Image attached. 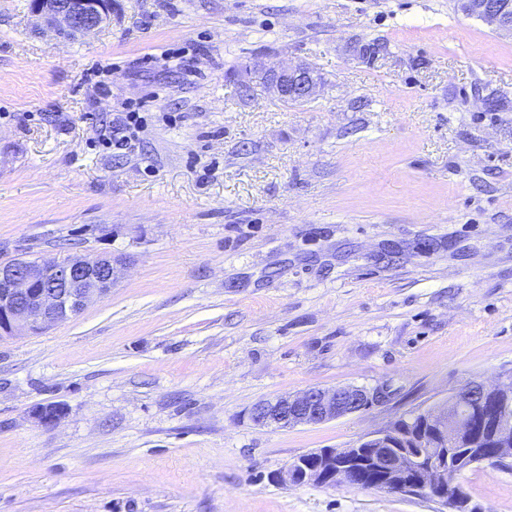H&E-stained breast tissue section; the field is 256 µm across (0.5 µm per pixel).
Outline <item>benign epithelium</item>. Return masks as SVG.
Wrapping results in <instances>:
<instances>
[{
	"label": "benign epithelium",
	"mask_w": 512,
	"mask_h": 512,
	"mask_svg": "<svg viewBox=\"0 0 512 512\" xmlns=\"http://www.w3.org/2000/svg\"><path fill=\"white\" fill-rule=\"evenodd\" d=\"M512 0H485L482 21L512 32L508 14ZM32 13L46 28L67 36L98 30L110 19V0H34ZM243 92L260 80L279 100L304 103L316 98L321 84L309 64L276 66L255 56L238 73ZM115 280L114 260L80 254L56 260L16 259L0 264V338L41 333L81 312L88 302L108 294ZM379 392L363 386L312 388L297 396L260 401L249 411L257 426L320 424L365 410ZM487 408L484 439L494 445L478 447L473 420L477 408ZM64 414L58 404L38 407L32 416L51 425ZM512 458V380L489 387L471 381L448 402L417 415V420L362 437L349 448H321L295 459L277 475L283 484L334 486L351 483V473L371 465L380 471L379 488L395 493L427 496L448 512H480L448 471L463 472L488 460Z\"/></svg>",
	"instance_id": "obj_1"
}]
</instances>
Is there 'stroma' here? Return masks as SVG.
<instances>
[{
  "label": "stroma",
  "mask_w": 512,
  "mask_h": 512,
  "mask_svg": "<svg viewBox=\"0 0 512 512\" xmlns=\"http://www.w3.org/2000/svg\"><path fill=\"white\" fill-rule=\"evenodd\" d=\"M36 25L0 0V263L73 241L118 269L0 339V512H444L275 476L512 373V35L456 0H112L82 37ZM257 55L312 65L319 96L242 92ZM343 385L382 396L248 418ZM51 403L59 423L32 419ZM459 484L512 512V459ZM379 397L378 391L363 386L312 388L294 397L259 401L250 409L249 419L257 426L320 424L361 412Z\"/></svg>",
  "instance_id": "obj_1"
}]
</instances>
